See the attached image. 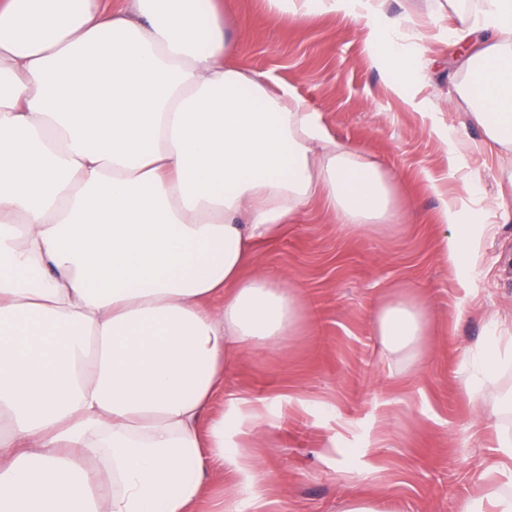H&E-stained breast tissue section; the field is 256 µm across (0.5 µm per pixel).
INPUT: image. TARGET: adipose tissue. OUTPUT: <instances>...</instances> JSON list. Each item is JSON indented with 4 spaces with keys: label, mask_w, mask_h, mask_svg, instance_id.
<instances>
[{
    "label": "adipose tissue",
    "mask_w": 512,
    "mask_h": 512,
    "mask_svg": "<svg viewBox=\"0 0 512 512\" xmlns=\"http://www.w3.org/2000/svg\"><path fill=\"white\" fill-rule=\"evenodd\" d=\"M274 16L338 15L382 46L396 89L421 71L415 20L386 0H265ZM441 0L471 42L457 87L512 162V0ZM234 0H0V512H193L211 471L260 481L239 441L267 406L245 393L208 418L233 360L302 318L256 271L315 200L349 228L399 214L390 175L336 141L288 84L233 62ZM454 225L442 257L466 278L482 236ZM381 355L420 357L428 314L396 293L373 316ZM512 336L464 381L493 388Z\"/></svg>",
    "instance_id": "1"
}]
</instances>
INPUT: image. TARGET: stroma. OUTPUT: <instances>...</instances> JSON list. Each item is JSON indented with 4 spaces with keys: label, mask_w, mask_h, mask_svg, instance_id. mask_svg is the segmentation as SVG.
<instances>
[{
    "label": "stroma",
    "mask_w": 512,
    "mask_h": 512,
    "mask_svg": "<svg viewBox=\"0 0 512 512\" xmlns=\"http://www.w3.org/2000/svg\"><path fill=\"white\" fill-rule=\"evenodd\" d=\"M388 9L419 20L422 34L426 78L401 95L348 19L272 17L264 0H236L224 19L235 64L292 86L332 136L388 171L402 217L375 234L315 203L264 248V268L293 280L304 316L279 349L225 371L212 415L225 412L229 393L270 406L263 438L249 447L262 478L250 491L234 470L210 476L197 512H219L225 501L246 512H344L362 496L394 512H457L488 483L512 487V459L498 443L500 426L512 428V361L496 371L497 398L474 400L463 384L468 353L495 334L490 313L512 315V176L482 149L454 95L464 77L459 44L439 35L437 0H388ZM435 123L451 128V140L431 134ZM443 194L461 223L480 215L492 227L464 283L439 258L449 232L437 218ZM398 287L430 316L413 366L383 361L373 329L378 302Z\"/></svg>",
    "instance_id": "stroma-1"
}]
</instances>
